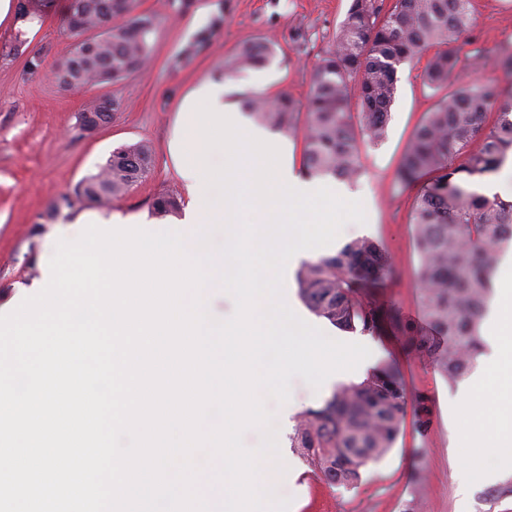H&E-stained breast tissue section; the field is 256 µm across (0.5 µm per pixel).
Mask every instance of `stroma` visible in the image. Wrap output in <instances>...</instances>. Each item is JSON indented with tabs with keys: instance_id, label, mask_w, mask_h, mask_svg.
<instances>
[{
	"instance_id": "1",
	"label": "stroma",
	"mask_w": 512,
	"mask_h": 512,
	"mask_svg": "<svg viewBox=\"0 0 512 512\" xmlns=\"http://www.w3.org/2000/svg\"><path fill=\"white\" fill-rule=\"evenodd\" d=\"M179 2L139 0V11L158 20L148 69L121 84L86 90L62 89L52 74L69 45L60 34L64 0H51L43 21L29 27L24 45H16L15 27L0 28V302L18 286L39 278L51 248L50 233L66 229L90 211V204L84 203L62 210L55 218L47 216L62 195L73 193L82 179L97 173L116 147L148 141L154 160L146 180L114 200L109 213L147 219L159 193L180 190L169 151L180 104L243 43L258 37L272 39L278 55L265 69L245 70L227 80L228 100L240 101L252 91L285 90L298 104H306L313 69L332 48L350 0H190L185 11L179 10ZM474 6L473 27L463 52L512 43V0H475ZM218 13L223 14L224 24L209 47L192 59H182L187 42ZM32 56L41 59L38 69L26 65ZM427 60L422 54L400 66L386 138L363 146L360 179L336 182L339 196L363 202L367 221L346 224L328 247L333 253L356 238L378 241L396 273L382 299L415 322L422 318L415 279L420 256L410 224L416 192L399 193L395 185L408 142L438 100L423 83ZM100 96L117 102L111 123L91 133L81 131L80 112L90 99ZM284 290L306 322L331 338L367 346L370 367L394 358L409 394L425 395L431 408L430 423L422 432L415 427L414 415H406L393 448L365 468L357 487L328 485L300 456H293L292 470L277 487L278 496L290 499V512H512V497L496 502L488 498L499 479L467 480L460 466L462 436L455 404L472 377L488 370L492 348H485L468 377L451 383L427 359L403 352L398 342L385 344L316 317L300 299L296 282H289Z\"/></svg>"
}]
</instances>
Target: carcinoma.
I'll return each mask as SVG.
<instances>
[{
  "mask_svg": "<svg viewBox=\"0 0 512 512\" xmlns=\"http://www.w3.org/2000/svg\"><path fill=\"white\" fill-rule=\"evenodd\" d=\"M48 3L18 0L17 22L37 20ZM473 10L474 0H352L335 47L314 71L306 113L297 112L284 92H253L244 101L249 116L275 130L301 129L305 175L351 183L362 175L359 142L378 143L387 135L399 67L434 50L424 81L444 95L415 129L398 170L399 186L417 189L412 226L421 256L417 287L424 325L381 301L394 272L373 239L352 240L332 255L305 262L297 280L300 298L315 316L371 336H398L408 354L430 359L450 383L483 351L480 323L493 296L492 274L512 242V199L473 189L512 153V96L502 99L495 87L464 80L490 56L512 77V49L462 54L460 40ZM222 24V16H214L182 57L197 56ZM156 30L155 16L138 11L137 0H65L64 33L75 41L57 62L55 78L62 86L88 88L141 73L152 58ZM274 52V44L264 39L243 45L224 61L222 74L230 79L260 68ZM491 114L496 118L489 128ZM81 119L82 129L91 132L110 122L112 112L96 98ZM477 140L478 148L471 149ZM152 157L145 141L114 149L96 174L62 197L65 207L111 204L148 177ZM427 173L433 179L425 184ZM178 209L175 191L158 194L152 203L159 219ZM410 404L417 429L426 428L427 398H408L399 366L385 361L362 381L338 388L321 407L305 411L290 436L291 447L329 483L355 486L363 469L393 448Z\"/></svg>",
  "mask_w": 512,
  "mask_h": 512,
  "instance_id": "1",
  "label": "carcinoma"
}]
</instances>
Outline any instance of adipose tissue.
<instances>
[{"label":"adipose tissue","mask_w":512,"mask_h":512,"mask_svg":"<svg viewBox=\"0 0 512 512\" xmlns=\"http://www.w3.org/2000/svg\"><path fill=\"white\" fill-rule=\"evenodd\" d=\"M498 305L487 323L498 337L494 367L477 377L464 395L458 425L470 448L490 449L504 469H512V266L498 275Z\"/></svg>","instance_id":"adipose-tissue-1"}]
</instances>
